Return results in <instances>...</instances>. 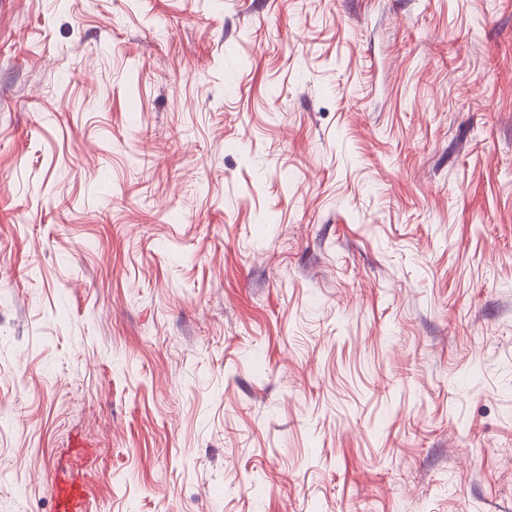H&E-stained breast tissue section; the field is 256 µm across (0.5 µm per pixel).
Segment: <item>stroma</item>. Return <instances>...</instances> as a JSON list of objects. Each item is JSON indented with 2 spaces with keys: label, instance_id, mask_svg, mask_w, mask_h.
<instances>
[{
  "label": "stroma",
  "instance_id": "obj_1",
  "mask_svg": "<svg viewBox=\"0 0 512 512\" xmlns=\"http://www.w3.org/2000/svg\"><path fill=\"white\" fill-rule=\"evenodd\" d=\"M65 460L512 512V0H0V512Z\"/></svg>",
  "mask_w": 512,
  "mask_h": 512
}]
</instances>
